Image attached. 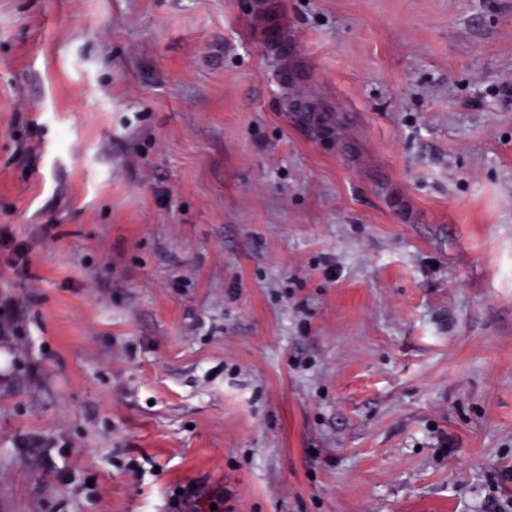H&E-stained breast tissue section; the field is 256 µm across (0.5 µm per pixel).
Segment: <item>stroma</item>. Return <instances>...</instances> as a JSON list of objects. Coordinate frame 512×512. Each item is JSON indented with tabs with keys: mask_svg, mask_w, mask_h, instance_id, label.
Here are the masks:
<instances>
[{
	"mask_svg": "<svg viewBox=\"0 0 512 512\" xmlns=\"http://www.w3.org/2000/svg\"><path fill=\"white\" fill-rule=\"evenodd\" d=\"M511 83L512 0H0V512L511 500Z\"/></svg>",
	"mask_w": 512,
	"mask_h": 512,
	"instance_id": "35a3bbf8",
	"label": "stroma"
}]
</instances>
